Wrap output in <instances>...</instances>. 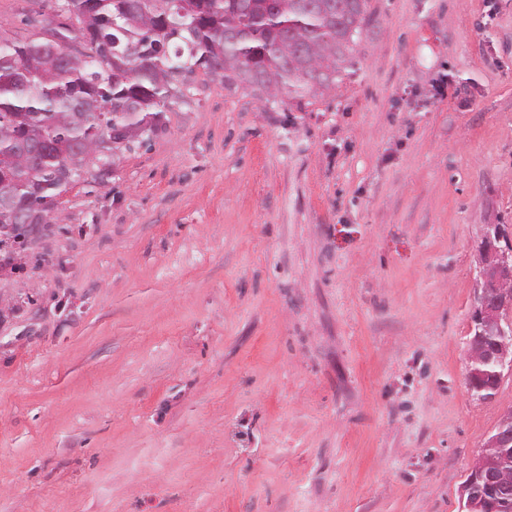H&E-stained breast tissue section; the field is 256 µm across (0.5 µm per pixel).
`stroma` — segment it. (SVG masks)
<instances>
[{
	"label": "stroma",
	"mask_w": 512,
	"mask_h": 512,
	"mask_svg": "<svg viewBox=\"0 0 512 512\" xmlns=\"http://www.w3.org/2000/svg\"><path fill=\"white\" fill-rule=\"evenodd\" d=\"M353 56L302 108L196 73L0 273V512H459L512 407L466 387L512 0H368Z\"/></svg>",
	"instance_id": "1"
}]
</instances>
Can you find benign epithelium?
<instances>
[{"label": "benign epithelium", "instance_id": "1", "mask_svg": "<svg viewBox=\"0 0 512 512\" xmlns=\"http://www.w3.org/2000/svg\"><path fill=\"white\" fill-rule=\"evenodd\" d=\"M3 219L28 225L31 213L19 206L4 205ZM473 319L470 322L468 363H490L497 380L512 376V226L483 224L477 245L473 288ZM469 393L483 402L495 398L478 384V374L467 369ZM512 450V407L503 410L497 424L460 486L461 512H473L481 483L490 481L512 492V471L506 455Z\"/></svg>", "mask_w": 512, "mask_h": 512}]
</instances>
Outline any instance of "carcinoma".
<instances>
[{"label": "carcinoma", "mask_w": 512, "mask_h": 512, "mask_svg": "<svg viewBox=\"0 0 512 512\" xmlns=\"http://www.w3.org/2000/svg\"><path fill=\"white\" fill-rule=\"evenodd\" d=\"M36 39L0 34V193L51 223L68 182L103 180L98 160L146 144L183 102L187 77L300 105L353 65L367 0H55ZM82 39L86 50L70 49ZM512 512L484 488L473 512Z\"/></svg>", "instance_id": "1"}]
</instances>
